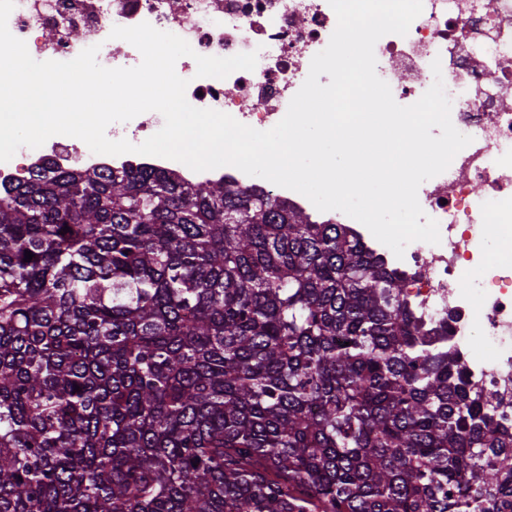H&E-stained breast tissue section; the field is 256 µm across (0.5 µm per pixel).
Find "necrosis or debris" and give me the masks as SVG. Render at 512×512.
Returning a JSON list of instances; mask_svg holds the SVG:
<instances>
[{"label":"necrosis or debris","mask_w":512,"mask_h":512,"mask_svg":"<svg viewBox=\"0 0 512 512\" xmlns=\"http://www.w3.org/2000/svg\"><path fill=\"white\" fill-rule=\"evenodd\" d=\"M142 22L185 39L195 55L257 52L254 71L197 77L194 57L180 58L188 102L227 113L260 131L274 127L308 76L313 56L337 25L328 0H16L8 29L38 61H69L98 46L108 68L141 61L130 43L111 38L114 26ZM376 72L394 100L408 106L434 82L440 60L451 119L472 142L449 168L422 183L418 201L439 224L437 245L414 241L403 258L339 211H318L303 195L258 182L232 166L196 172L155 156L97 155L80 139L56 135L47 150H19L0 162V187L50 161L59 168L148 166L190 183L218 179L261 186L319 224H344L405 280L408 296L430 325L447 323L448 346L487 397L512 391V257L493 259L512 241V0H423L407 35L388 34L374 48Z\"/></svg>","instance_id":"obj_1"}]
</instances>
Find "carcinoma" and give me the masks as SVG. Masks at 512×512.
<instances>
[{
    "mask_svg": "<svg viewBox=\"0 0 512 512\" xmlns=\"http://www.w3.org/2000/svg\"><path fill=\"white\" fill-rule=\"evenodd\" d=\"M510 408L342 224L143 166L0 190V512H512Z\"/></svg>",
    "mask_w": 512,
    "mask_h": 512,
    "instance_id": "cac0c4a2",
    "label": "carcinoma"
}]
</instances>
